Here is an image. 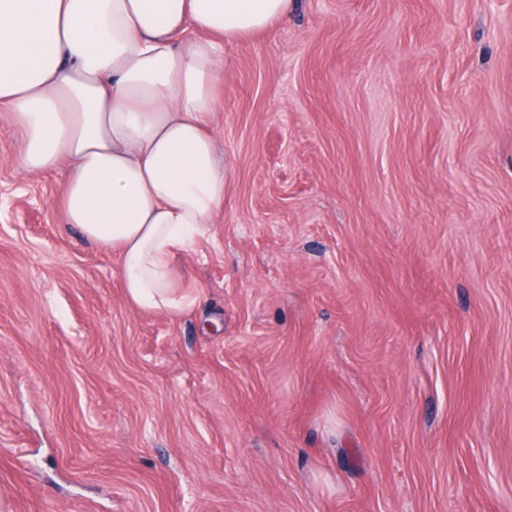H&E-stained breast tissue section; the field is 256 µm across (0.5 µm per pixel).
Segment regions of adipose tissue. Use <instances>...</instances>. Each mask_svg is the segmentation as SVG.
Here are the masks:
<instances>
[{
	"label": "adipose tissue",
	"instance_id": "ef3b65f1",
	"mask_svg": "<svg viewBox=\"0 0 512 512\" xmlns=\"http://www.w3.org/2000/svg\"><path fill=\"white\" fill-rule=\"evenodd\" d=\"M293 0H0V106L27 178L61 169L66 223L120 257L137 309L195 299L179 260L224 209L209 129L224 51L272 30ZM193 38H186L187 30Z\"/></svg>",
	"mask_w": 512,
	"mask_h": 512
}]
</instances>
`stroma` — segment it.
I'll return each mask as SVG.
<instances>
[{
  "label": "stroma",
  "mask_w": 512,
  "mask_h": 512,
  "mask_svg": "<svg viewBox=\"0 0 512 512\" xmlns=\"http://www.w3.org/2000/svg\"><path fill=\"white\" fill-rule=\"evenodd\" d=\"M211 124L171 317L0 112V512H512V0H294Z\"/></svg>",
  "instance_id": "stroma-1"
}]
</instances>
